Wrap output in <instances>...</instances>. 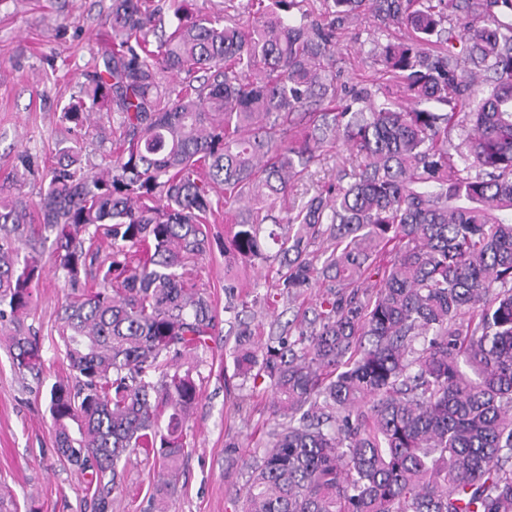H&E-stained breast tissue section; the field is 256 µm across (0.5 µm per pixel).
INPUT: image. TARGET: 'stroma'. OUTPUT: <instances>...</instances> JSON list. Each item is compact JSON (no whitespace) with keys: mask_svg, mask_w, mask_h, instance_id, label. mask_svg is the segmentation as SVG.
<instances>
[{"mask_svg":"<svg viewBox=\"0 0 512 512\" xmlns=\"http://www.w3.org/2000/svg\"><path fill=\"white\" fill-rule=\"evenodd\" d=\"M112 0H0V192L37 201L47 186V167L57 148L79 142L83 167L103 170L113 151L100 140V128H116L119 115L105 107L93 113L83 129L73 130L62 109L76 94L85 72L100 62L99 51L111 33L102 20ZM399 28L378 26L368 12L340 37L336 55V94L350 100L353 91L367 89L376 101L401 100L396 81L383 71L369 50L373 42L395 41ZM25 181H16L18 172ZM228 224L210 227L212 250L195 267L200 289L216 310L226 302L225 281L240 286L246 301L250 341L263 346L271 333L291 320L300 304L274 297L277 247L267 244L266 256L242 262L225 252ZM43 275L35 308L27 323L43 341V378L20 373L9 352L0 346V512H94L76 467L58 460L54 448L47 393L69 375L63 351L54 337L63 302L62 281L51 251H44ZM235 331L218 322L210 347L200 353L193 376L200 401L187 423L188 454L182 463L180 491L166 499L164 512H235L234 497L248 479L247 462L261 456L265 434L272 425L269 406L274 397L268 382H242L235 374L231 351ZM243 409H236V402ZM236 444L235 458L225 447ZM124 491L108 512H155L159 473L133 456L124 472Z\"/></svg>","mask_w":512,"mask_h":512,"instance_id":"1","label":"stroma"}]
</instances>
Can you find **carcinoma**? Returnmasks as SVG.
<instances>
[{"mask_svg": "<svg viewBox=\"0 0 512 512\" xmlns=\"http://www.w3.org/2000/svg\"><path fill=\"white\" fill-rule=\"evenodd\" d=\"M294 2L249 0L244 30L170 0L177 25L153 43L161 8L112 0L103 68L63 107L81 128L115 106L119 134L100 130L115 142L107 172L85 173L66 146L37 202L0 197L13 363L41 378L25 320L51 237L67 288L56 345L75 378L49 391L58 456L87 476L97 512L133 452L177 493L200 391L174 366L209 347L217 319L187 266L210 250L214 206L250 194L264 209L235 219L232 247L263 256L269 221L276 287L321 291L287 334L234 350L238 375L277 393L243 512H512V0H371L408 33L370 50L408 106L337 102L336 33L365 0H326L323 21L299 24ZM200 72L175 94L164 82ZM339 140L360 162L274 215Z\"/></svg>", "mask_w": 512, "mask_h": 512, "instance_id": "cac0c4a2", "label": "carcinoma"}]
</instances>
